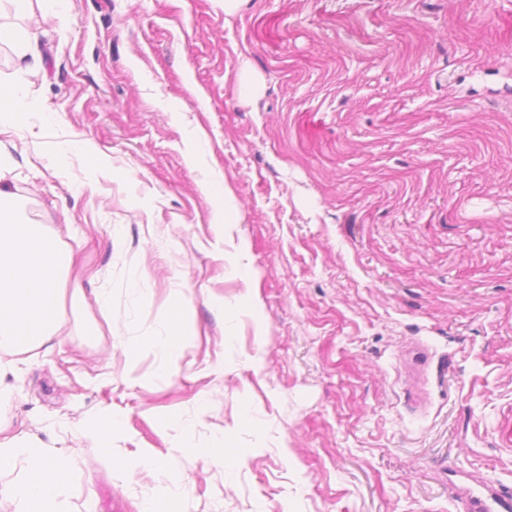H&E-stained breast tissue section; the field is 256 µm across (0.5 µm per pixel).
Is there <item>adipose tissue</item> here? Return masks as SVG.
<instances>
[{
    "instance_id": "adipose-tissue-1",
    "label": "adipose tissue",
    "mask_w": 512,
    "mask_h": 512,
    "mask_svg": "<svg viewBox=\"0 0 512 512\" xmlns=\"http://www.w3.org/2000/svg\"><path fill=\"white\" fill-rule=\"evenodd\" d=\"M10 193L0 188V343L25 353L52 345L57 316L67 298L82 300L81 290L67 292L61 272L74 264L72 251L62 249L38 225L17 222L9 207ZM74 466L65 454L0 440V475L18 473L8 494L17 512H61V490Z\"/></svg>"
}]
</instances>
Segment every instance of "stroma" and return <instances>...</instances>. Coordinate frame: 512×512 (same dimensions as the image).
<instances>
[{
  "instance_id": "stroma-1",
  "label": "stroma",
  "mask_w": 512,
  "mask_h": 512,
  "mask_svg": "<svg viewBox=\"0 0 512 512\" xmlns=\"http://www.w3.org/2000/svg\"><path fill=\"white\" fill-rule=\"evenodd\" d=\"M0 23L40 56L0 46L14 217L76 252L64 282L107 289L118 332L66 306L52 350L0 345V424L76 462L64 512H140L184 470L180 512H455L452 466L512 487V0ZM155 341L156 348L168 359L179 356L182 350V334L177 321H172L166 331Z\"/></svg>"
}]
</instances>
